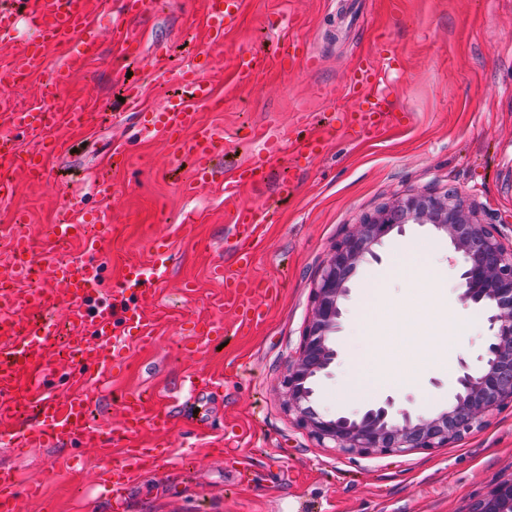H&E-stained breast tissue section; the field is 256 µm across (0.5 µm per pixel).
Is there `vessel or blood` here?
Returning a JSON list of instances; mask_svg holds the SVG:
<instances>
[{
    "label": "vessel or blood",
    "mask_w": 512,
    "mask_h": 512,
    "mask_svg": "<svg viewBox=\"0 0 512 512\" xmlns=\"http://www.w3.org/2000/svg\"><path fill=\"white\" fill-rule=\"evenodd\" d=\"M203 4L209 44H223L225 34L239 22L244 0H203ZM148 5L149 0H17L16 6L0 7V44L10 45L21 22H29L32 35L22 48L20 68L29 75L46 76V96L51 103L45 110L0 113V170L21 171L33 184L46 179V156L65 153L69 134L85 129L86 111L74 106L65 90L77 65L98 49L100 14H115L112 39L127 52L137 48L138 41L125 20L146 12ZM293 48V40L285 37L276 57L238 53L234 58L238 83H250L275 65L294 68L298 57ZM59 49L66 58L60 65H51L48 55ZM175 76L185 91L167 98L159 109L145 107L144 88L139 84L126 86V106L140 127L163 136L176 154L193 159V185H223L234 263L227 266L216 261L210 276L224 287L225 311L233 314L239 326L247 327L263 320L277 289L256 285L238 273L239 267L251 264L253 250L262 240L263 224L258 211L240 201L241 190L265 184L271 170L282 162L298 167L319 158L347 132L380 137L391 125L392 114L384 106L377 67L357 63L346 83L354 103L341 117L322 118L320 131L287 145L266 139L258 156L226 172L216 163L224 149L223 131L208 123L200 111L201 106L220 104L205 66L193 63ZM22 136L35 140L37 149L21 151L18 139ZM104 244V238L93 239L89 257L62 264L51 287L20 288L17 280L34 261L32 243L25 236L12 237L10 259L0 264V442L19 451L74 444L98 450L107 458L113 450H120L121 461L109 470L117 488L137 479L143 463L153 456L148 448L132 453L133 442L147 430L168 431L173 412L127 394L118 404L116 425L107 428L89 420L90 389L123 367L124 353L115 345V337H135L143 348L154 345L151 308L158 284L169 277L171 269L167 241L152 239L149 261L125 260L121 278L111 283V297H103L108 266ZM61 303L70 325V360L66 363L59 357L56 324L36 318L38 312ZM64 363L70 371L64 379H56ZM36 491V486H23L14 473L0 470V512H20L22 493Z\"/></svg>",
    "instance_id": "obj_1"
}]
</instances>
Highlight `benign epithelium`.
<instances>
[{
	"instance_id": "benign-epithelium-1",
	"label": "benign epithelium",
	"mask_w": 512,
	"mask_h": 512,
	"mask_svg": "<svg viewBox=\"0 0 512 512\" xmlns=\"http://www.w3.org/2000/svg\"><path fill=\"white\" fill-rule=\"evenodd\" d=\"M406 224L428 225L448 239L459 262L460 300L488 311L485 353L477 366L461 362L448 407L433 415L397 409L392 397L351 416L321 414L312 406L315 384L330 374L338 357L332 339L340 329L348 283L360 265L380 261L384 239L403 232ZM282 387L288 413L319 444L343 455L399 456L461 440L491 413L512 405V246L452 190L408 196L382 207L338 242L324 262ZM469 512H512V480L477 500Z\"/></svg>"
}]
</instances>
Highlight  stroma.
Listing matches in <instances>:
<instances>
[{"mask_svg":"<svg viewBox=\"0 0 512 512\" xmlns=\"http://www.w3.org/2000/svg\"><path fill=\"white\" fill-rule=\"evenodd\" d=\"M128 24L142 36L137 55H123L112 42L110 18H100L99 52L67 90L91 114L88 128L73 135L72 152L50 159L42 185L15 175L13 196L0 200V261L18 232L31 238L43 271L58 259L83 257L85 242H61L52 233L67 211L109 216L110 281L120 276L126 257L146 259L149 235H164L171 274L156 295L155 344H127L123 374L92 392L91 410L94 421L112 424L117 396L137 391L173 406L177 424L158 440L143 435L144 444L156 447L155 461L118 500L101 486L106 461L93 450L18 452L0 444V468L42 487L22 500L21 512H468L476 499L511 480V406L449 447L363 457L318 444L285 411L281 392L322 264L365 216L411 194L453 190L512 242V0H246L239 25L220 47L206 40L202 0H154ZM285 33L310 62L237 86L233 55L272 50ZM388 41L401 60L381 72L387 108L410 113L409 123L376 139L341 138L312 165L294 172L278 167L272 182L242 190V201L258 212L270 206L278 212L275 223L264 225V240L245 274L276 282L279 293L250 334L229 328L200 351L185 349L182 330L194 320L224 315L223 288L210 279L209 258L195 246L199 240L223 244L229 224L224 192H185L190 160L175 158L172 145L154 133H134L121 100L124 84L142 83L146 107L156 108L178 88L152 82L157 55L172 69L191 59L206 64L223 103L202 113L224 131L220 161L229 169L261 151L250 130L288 143L315 132L326 110L344 106L352 65L372 59ZM117 149L129 162L116 171L108 161ZM288 174L298 188L292 198L277 200L274 181ZM105 178L116 186L108 200L97 192ZM18 210L26 214L21 225L13 221ZM413 245L428 249L431 280L420 305L448 307L461 325L455 351L441 346L444 325L426 320L433 362L419 379L397 394L384 388L352 397L343 385L355 355L369 347L362 329L369 303L380 290L407 307L410 285L395 273L393 257ZM380 254L381 263L363 264L351 280L335 337L336 365L317 385L321 413L350 414L390 395L397 407L423 414L446 407L455 381L446 358L476 362L487 344L486 315L460 301L459 270L445 237L409 224ZM219 371L227 375L221 392L203 384L199 398L180 393L182 376ZM71 454L73 473L54 469L56 460Z\"/></svg>","mask_w":512,"mask_h":512,"instance_id":"stroma-1","label":"stroma"}]
</instances>
